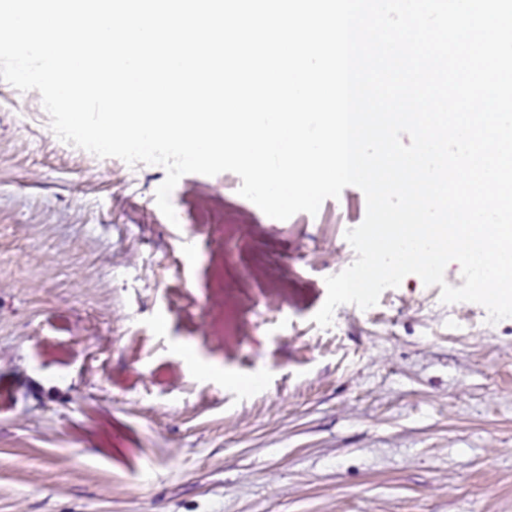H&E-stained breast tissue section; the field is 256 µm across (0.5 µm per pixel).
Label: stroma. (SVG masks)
I'll list each match as a JSON object with an SVG mask.
<instances>
[{
  "label": "stroma",
  "mask_w": 512,
  "mask_h": 512,
  "mask_svg": "<svg viewBox=\"0 0 512 512\" xmlns=\"http://www.w3.org/2000/svg\"><path fill=\"white\" fill-rule=\"evenodd\" d=\"M165 176L0 80V512H512V318L410 274L319 327L359 188L281 221L188 174L176 226Z\"/></svg>",
  "instance_id": "1"
}]
</instances>
